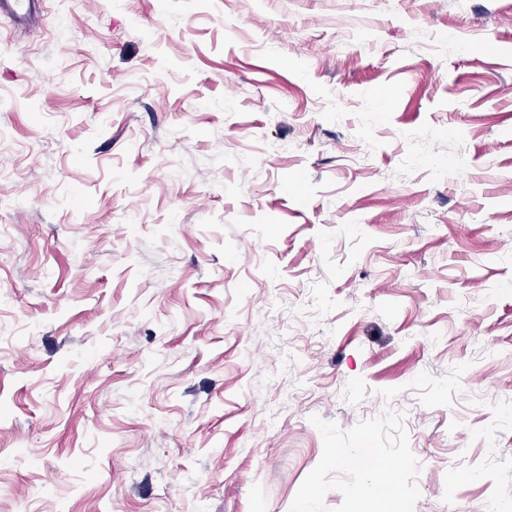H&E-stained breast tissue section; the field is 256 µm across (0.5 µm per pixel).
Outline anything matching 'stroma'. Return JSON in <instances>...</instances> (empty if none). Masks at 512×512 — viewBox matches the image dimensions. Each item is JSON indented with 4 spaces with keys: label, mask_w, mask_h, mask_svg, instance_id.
<instances>
[{
    "label": "stroma",
    "mask_w": 512,
    "mask_h": 512,
    "mask_svg": "<svg viewBox=\"0 0 512 512\" xmlns=\"http://www.w3.org/2000/svg\"><path fill=\"white\" fill-rule=\"evenodd\" d=\"M0 131V512H512V0H36Z\"/></svg>",
    "instance_id": "35a3bbf8"
}]
</instances>
